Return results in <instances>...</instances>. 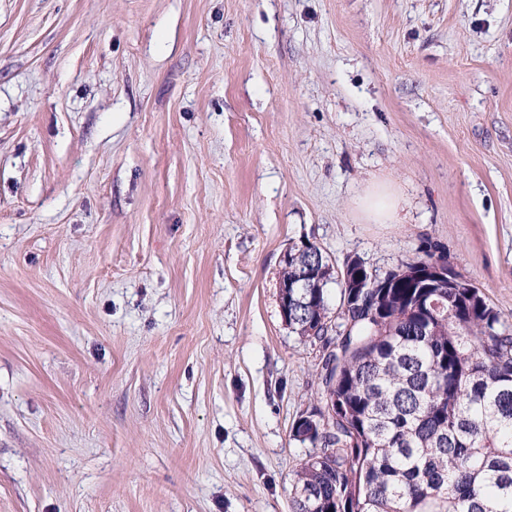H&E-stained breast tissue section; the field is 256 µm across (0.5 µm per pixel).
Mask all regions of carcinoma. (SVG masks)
<instances>
[{"label":"carcinoma","instance_id":"obj_1","mask_svg":"<svg viewBox=\"0 0 512 512\" xmlns=\"http://www.w3.org/2000/svg\"><path fill=\"white\" fill-rule=\"evenodd\" d=\"M391 285L345 299L336 318L321 296L294 331L328 348L336 328L342 363L321 373L329 429L309 443L292 512H512V331L462 274L441 290ZM444 308L424 314L435 292Z\"/></svg>","mask_w":512,"mask_h":512}]
</instances>
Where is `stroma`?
Instances as JSON below:
<instances>
[{
	"label": "stroma",
	"instance_id": "stroma-1",
	"mask_svg": "<svg viewBox=\"0 0 512 512\" xmlns=\"http://www.w3.org/2000/svg\"><path fill=\"white\" fill-rule=\"evenodd\" d=\"M306 242L512 326V0H0V512H292Z\"/></svg>",
	"mask_w": 512,
	"mask_h": 512
}]
</instances>
